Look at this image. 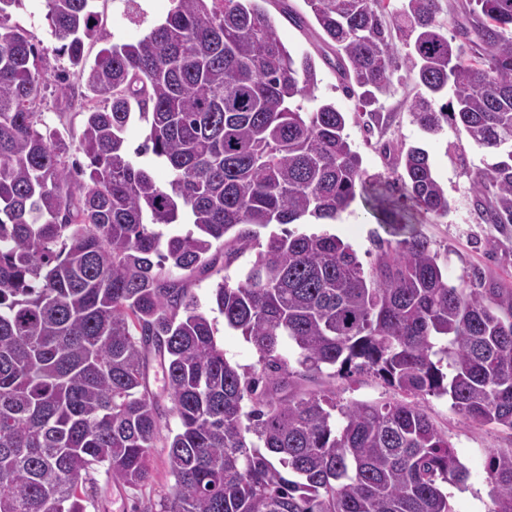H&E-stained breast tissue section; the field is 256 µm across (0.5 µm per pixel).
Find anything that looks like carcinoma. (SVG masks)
<instances>
[{
    "label": "carcinoma",
    "instance_id": "cac0c4a2",
    "mask_svg": "<svg viewBox=\"0 0 512 512\" xmlns=\"http://www.w3.org/2000/svg\"><path fill=\"white\" fill-rule=\"evenodd\" d=\"M91 2L45 0L56 51L96 101L81 165L66 163L63 133L39 129V50L11 23L22 0H0V512H87L95 471L145 484L159 443L173 484L142 512H452L444 485L466 468L412 398L446 396L466 421L512 432V288L449 285L418 235L366 271L338 237L286 229L336 220L364 171L336 105L304 108L314 58L282 43L267 0H172L90 64ZM304 2L343 92L367 107L413 77L415 122L460 126L486 151L482 214L512 224V0H469L464 46L438 22L440 0L389 17L382 0ZM136 119L148 125L136 154L168 169L164 184L128 153ZM401 160L410 206L373 189L380 223L447 215L427 152ZM213 250L226 267L254 252L214 288L224 324L259 354L251 376L224 357L184 276L213 267ZM151 358L179 420L165 434ZM326 369L370 373L402 398L296 390ZM487 483L490 512H512V448L489 449Z\"/></svg>",
    "mask_w": 512,
    "mask_h": 512
}]
</instances>
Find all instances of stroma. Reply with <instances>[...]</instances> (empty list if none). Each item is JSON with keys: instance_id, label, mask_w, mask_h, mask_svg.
Returning a JSON list of instances; mask_svg holds the SVG:
<instances>
[{"instance_id": "stroma-1", "label": "stroma", "mask_w": 512, "mask_h": 512, "mask_svg": "<svg viewBox=\"0 0 512 512\" xmlns=\"http://www.w3.org/2000/svg\"><path fill=\"white\" fill-rule=\"evenodd\" d=\"M171 0H94L97 15V36L87 42L88 57L114 42H131L144 36L167 15ZM43 0H24L12 13V21L23 29L29 40L41 50L38 67L48 78L41 97L35 104L44 126L66 132L71 145V158L83 159L79 134L83 121L81 89L72 75L69 61L57 52L45 19ZM279 38L292 54L309 53L317 58V102H332L346 116L345 133L362 158L367 178L382 182L395 180L394 149L419 146L429 154L430 163L448 191L450 209L446 216H429L416 224V231L427 238L437 251L454 286L479 288L494 281L512 287V224L487 223L477 205L473 179L483 168L485 150L478 148L459 126L447 125L438 134L425 133L410 111L418 93L413 79L396 83L388 95L380 97L373 109L380 114L377 124H368L357 98L343 93L334 70L318 59L316 23L299 29L282 16L274 18ZM391 153H384L383 145ZM297 232L333 234L355 250L363 266L375 262L381 250L394 249L397 238L372 215L363 199H355L350 207L333 221L307 220L297 225ZM244 260L231 266L216 263L205 272L195 273L191 291L201 309L213 319L218 346L225 357L240 371H259V356L254 347L238 332L224 326V317L214 309L212 289L222 278L237 280ZM300 388L335 390L340 402L351 400L383 402L395 393L379 379L366 372L330 378L324 375L300 381ZM419 403L439 430L447 434L459 460L468 472L464 485L448 486L454 512H490L492 501L487 484L488 451L511 448L512 433L492 426L464 422L450 407L447 399L421 397ZM167 451L155 448L150 456V480L138 488L108 481L104 472L94 473V504L87 512H134L147 502L159 501L168 492L173 480L166 466Z\"/></svg>"}]
</instances>
